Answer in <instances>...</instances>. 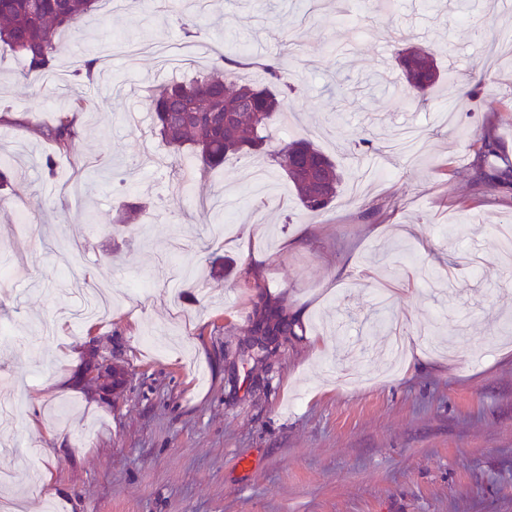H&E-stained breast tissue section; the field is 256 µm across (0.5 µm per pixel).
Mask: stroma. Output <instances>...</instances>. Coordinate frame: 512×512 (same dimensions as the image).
I'll return each instance as SVG.
<instances>
[{
    "mask_svg": "<svg viewBox=\"0 0 512 512\" xmlns=\"http://www.w3.org/2000/svg\"><path fill=\"white\" fill-rule=\"evenodd\" d=\"M198 36H185L182 17ZM512 0H125L64 36L62 81L38 94L0 48V328L55 320L51 339L0 345L23 403L0 423V501L27 512H512V192L473 185L491 128L512 157ZM427 47L451 83L409 105L400 40ZM282 56L298 76L276 142L308 138L340 162L339 195L307 214L278 169L251 160L180 176L150 133L149 89L189 80L228 46ZM102 59L93 82L79 62ZM383 88L339 101L334 72ZM89 101L72 154L30 126ZM143 202L129 224L117 207ZM301 313L275 355L243 357L260 289ZM194 270L195 287L169 280ZM128 381L82 376L88 340ZM419 353L387 371L397 342ZM51 484H44V477Z\"/></svg>",
    "mask_w": 512,
    "mask_h": 512,
    "instance_id": "obj_1",
    "label": "stroma"
}]
</instances>
